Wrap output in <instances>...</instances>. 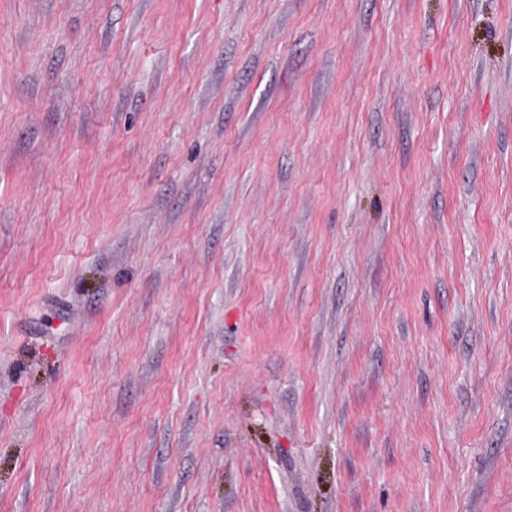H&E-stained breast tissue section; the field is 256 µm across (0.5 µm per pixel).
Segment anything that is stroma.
Returning a JSON list of instances; mask_svg holds the SVG:
<instances>
[{"instance_id":"obj_1","label":"stroma","mask_w":512,"mask_h":512,"mask_svg":"<svg viewBox=\"0 0 512 512\" xmlns=\"http://www.w3.org/2000/svg\"><path fill=\"white\" fill-rule=\"evenodd\" d=\"M0 512H512V0H0Z\"/></svg>"}]
</instances>
